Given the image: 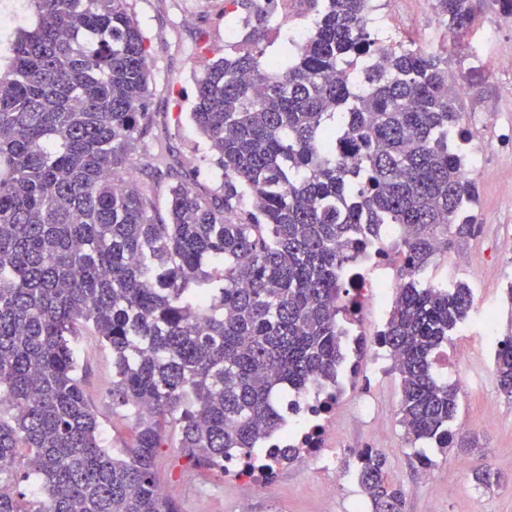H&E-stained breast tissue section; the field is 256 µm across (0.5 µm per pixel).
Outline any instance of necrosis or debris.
I'll list each match as a JSON object with an SVG mask.
<instances>
[{
	"label": "necrosis or debris",
	"mask_w": 512,
	"mask_h": 512,
	"mask_svg": "<svg viewBox=\"0 0 512 512\" xmlns=\"http://www.w3.org/2000/svg\"><path fill=\"white\" fill-rule=\"evenodd\" d=\"M382 246L374 244L359 256L357 266L349 273L354 288L350 310L341 323L344 335L343 361L335 382H309L289 399L288 424L284 430L268 438L269 446L287 445L298 449V464L315 465L318 469L332 472L333 478L327 489L328 496H335L341 485L340 476L335 475L336 451L330 444V433L334 426L330 404L336 403L347 387V379L358 366L357 339L360 334V318L363 310L383 314L385 296L395 290L396 284L389 279L376 277L375 272L382 263Z\"/></svg>",
	"instance_id": "1"
}]
</instances>
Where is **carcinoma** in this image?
<instances>
[{
  "label": "carcinoma",
  "mask_w": 512,
  "mask_h": 512,
  "mask_svg": "<svg viewBox=\"0 0 512 512\" xmlns=\"http://www.w3.org/2000/svg\"><path fill=\"white\" fill-rule=\"evenodd\" d=\"M305 46L267 63L275 0H224L245 34L194 75L190 119L220 184L201 195L169 174L167 210L131 175L147 135L149 41L132 0H30L0 64V477L18 461L38 499L0 494V512H179L158 494L156 449L196 467L264 451L283 399L336 380L343 272L398 230V288L378 345L400 376L411 445L446 449L458 390L435 354L468 318L473 289L429 283L448 234L473 223V181L448 135L460 121L448 60L382 45L368 0H305ZM459 33L473 0H434ZM93 327L112 350L120 452L98 443L71 336ZM494 375L512 398V336ZM297 449H276L264 479ZM368 512H406L386 459L358 454Z\"/></svg>",
  "instance_id": "1"
}]
</instances>
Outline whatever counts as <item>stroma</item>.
<instances>
[{
  "label": "stroma",
  "instance_id": "stroma-1",
  "mask_svg": "<svg viewBox=\"0 0 512 512\" xmlns=\"http://www.w3.org/2000/svg\"><path fill=\"white\" fill-rule=\"evenodd\" d=\"M133 11L149 39L151 95L146 109L154 119L152 133L133 155L132 169L142 186L152 188L158 209H165L166 180L157 178L150 156L155 137L165 134L170 162L195 187L216 188L213 168L196 151L203 137L187 114L194 94L193 72L202 61L190 60L188 48L206 38L216 53L228 43L215 0H132ZM378 12L393 37L415 39L426 52L446 57L467 93L459 100L460 127L467 140L487 141L482 169L475 177L471 204L474 222L453 235L449 253L475 259L457 280L474 292L470 322L481 311L499 312V336L512 335V301L499 284L512 280V71L494 67V60L512 56V17L502 14L495 0H479L473 27L462 38L449 40L445 21L431 0H379ZM380 325L371 311L361 320L366 356L351 390L338 402L336 427L330 443L336 450V469L343 487L336 498L326 496L327 475L320 470L288 465L275 478L276 501L263 494L252 498V512H366L368 503L356 481L357 453L372 448L388 461L390 482L404 488L409 512H512V399L497 388L494 350L477 334L453 336L449 349L459 358L448 364L449 382L465 372L468 384L459 391V408L451 427L472 442L473 451L453 446L442 450L429 443L408 444L399 423L400 385L386 351L377 345ZM78 372L98 416V440L107 449L130 439L129 422L112 410V352L81 326L73 340ZM159 481L181 512H238L243 495L238 483L223 475L191 466L175 444L158 449ZM478 465L501 469L503 479L492 488L479 486L472 470Z\"/></svg>",
  "mask_w": 512,
  "mask_h": 512
}]
</instances>
